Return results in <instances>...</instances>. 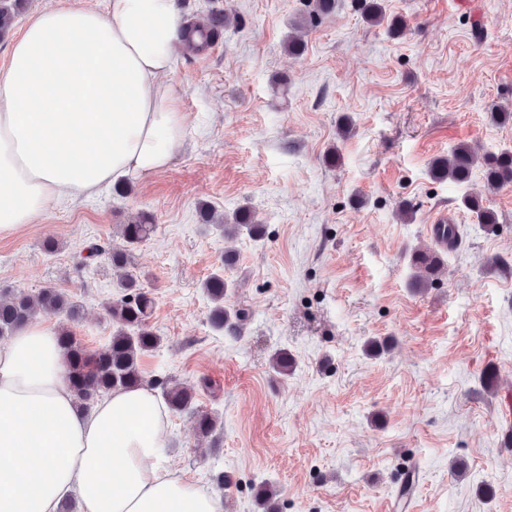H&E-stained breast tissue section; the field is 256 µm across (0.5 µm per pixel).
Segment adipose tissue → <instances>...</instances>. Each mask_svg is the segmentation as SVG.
<instances>
[{
  "instance_id": "1",
  "label": "adipose tissue",
  "mask_w": 512,
  "mask_h": 512,
  "mask_svg": "<svg viewBox=\"0 0 512 512\" xmlns=\"http://www.w3.org/2000/svg\"><path fill=\"white\" fill-rule=\"evenodd\" d=\"M186 22L177 0H107L106 13H36L0 70V235L48 202L167 168L188 125L169 82ZM55 326L0 344V512H224L221 496L169 472L168 412L142 386L79 410Z\"/></svg>"
}]
</instances>
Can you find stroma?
I'll return each instance as SVG.
<instances>
[{"label": "stroma", "mask_w": 512, "mask_h": 512, "mask_svg": "<svg viewBox=\"0 0 512 512\" xmlns=\"http://www.w3.org/2000/svg\"><path fill=\"white\" fill-rule=\"evenodd\" d=\"M105 10L106 0H28L13 37L49 4ZM187 21L230 17L216 48L177 44L171 84L190 134L166 169L60 207L0 236V290L57 288L81 306L70 329L91 350L112 334L117 275L106 254L117 225L137 213L156 229L128 270L155 298L160 346L144 356L146 382L198 385L195 407L219 418L214 445L199 443L189 414H170L169 466L222 496L224 512H260L255 489L277 490L274 512H386L403 467L416 468L414 512H512V454L501 417L512 398V186L490 193L498 222L462 205L471 187L429 175L434 158L469 143L512 148V0H384L407 28L364 22L354 0L308 29L306 49L285 50L302 0H178ZM288 83L287 94L274 84ZM353 121L340 137L342 117ZM338 151L340 164L325 157ZM413 219L396 217L399 204ZM209 205L253 209L260 238L225 242L201 223ZM461 229L442 251L446 272L410 288L407 250L428 243L441 211ZM105 251L85 259L90 243ZM236 262L225 266L224 254ZM223 271L226 302L245 319L216 332L203 281ZM372 338L394 349L367 356ZM280 350L295 365L280 378ZM502 384L488 392L485 371ZM227 483L217 484V475Z\"/></svg>", "instance_id": "stroma-1"}]
</instances>
